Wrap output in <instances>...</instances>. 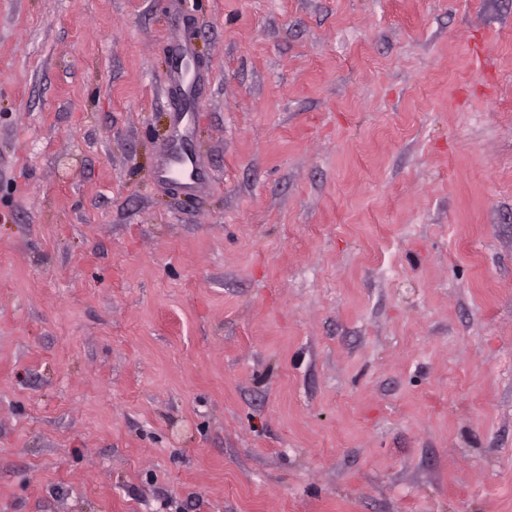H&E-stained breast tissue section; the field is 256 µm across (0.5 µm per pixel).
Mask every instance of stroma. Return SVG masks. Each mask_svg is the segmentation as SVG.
Masks as SVG:
<instances>
[{
  "label": "stroma",
  "mask_w": 512,
  "mask_h": 512,
  "mask_svg": "<svg viewBox=\"0 0 512 512\" xmlns=\"http://www.w3.org/2000/svg\"><path fill=\"white\" fill-rule=\"evenodd\" d=\"M0 512H512V0H0Z\"/></svg>",
  "instance_id": "1"
}]
</instances>
